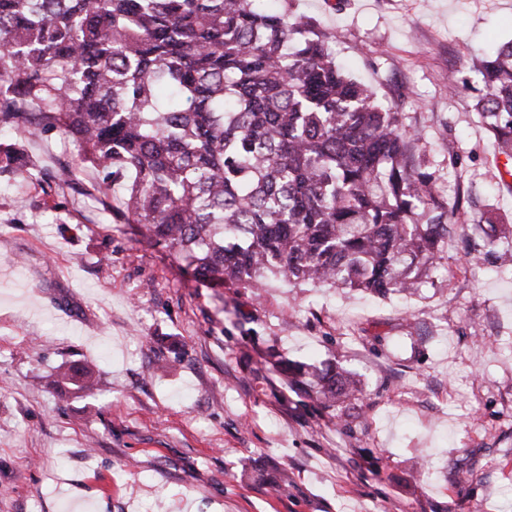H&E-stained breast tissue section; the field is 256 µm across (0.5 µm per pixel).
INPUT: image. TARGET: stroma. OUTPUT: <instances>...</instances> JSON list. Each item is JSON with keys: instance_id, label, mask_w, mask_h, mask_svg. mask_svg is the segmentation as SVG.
<instances>
[{"instance_id": "obj_1", "label": "stroma", "mask_w": 512, "mask_h": 512, "mask_svg": "<svg viewBox=\"0 0 512 512\" xmlns=\"http://www.w3.org/2000/svg\"><path fill=\"white\" fill-rule=\"evenodd\" d=\"M337 61L420 132L466 232L412 298L205 288L58 131L0 134V512H512V270L482 254L512 187L472 108L512 0H293ZM356 374L334 418L268 351ZM98 369L89 397L51 383ZM286 470L272 494L259 469Z\"/></svg>"}]
</instances>
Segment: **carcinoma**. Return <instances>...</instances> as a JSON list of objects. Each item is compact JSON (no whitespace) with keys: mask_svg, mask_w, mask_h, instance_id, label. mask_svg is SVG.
<instances>
[{"mask_svg":"<svg viewBox=\"0 0 512 512\" xmlns=\"http://www.w3.org/2000/svg\"><path fill=\"white\" fill-rule=\"evenodd\" d=\"M475 111L512 159V40L478 60ZM56 129L83 162L129 176L127 220L206 288L410 293L456 211L421 135L336 62L315 23L269 0H0V129ZM512 225L491 226L512 268ZM269 370L334 414L353 374L269 352ZM91 392L89 367L58 373Z\"/></svg>","mask_w":512,"mask_h":512,"instance_id":"1","label":"carcinoma"}]
</instances>
